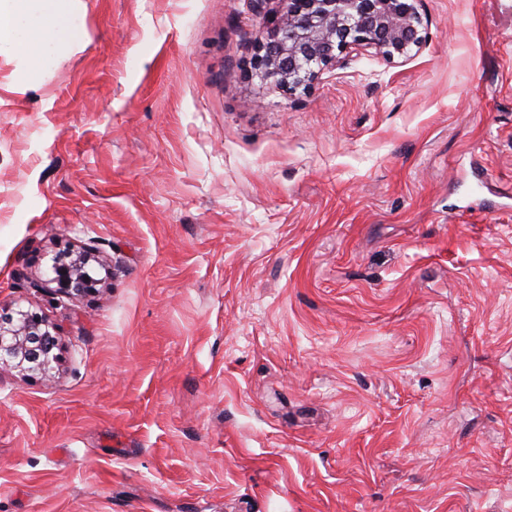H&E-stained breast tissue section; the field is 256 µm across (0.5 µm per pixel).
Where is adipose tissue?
I'll return each instance as SVG.
<instances>
[{"instance_id":"adipose-tissue-1","label":"adipose tissue","mask_w":512,"mask_h":512,"mask_svg":"<svg viewBox=\"0 0 512 512\" xmlns=\"http://www.w3.org/2000/svg\"><path fill=\"white\" fill-rule=\"evenodd\" d=\"M74 0H0V54L26 56L33 70L45 67L62 45L83 32Z\"/></svg>"}]
</instances>
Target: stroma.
Segmentation results:
<instances>
[{
  "mask_svg": "<svg viewBox=\"0 0 512 512\" xmlns=\"http://www.w3.org/2000/svg\"><path fill=\"white\" fill-rule=\"evenodd\" d=\"M417 8L293 95L275 0H76L0 56V309L61 343L0 373V512H512V0ZM75 0H1L0 54H22L37 72L83 32ZM87 262L85 255H77L69 262H62L60 258L54 257L51 265L54 276L47 280L46 285L56 284L54 292L69 298L92 290L93 281L83 271Z\"/></svg>",
  "mask_w": 512,
  "mask_h": 512,
  "instance_id": "1",
  "label": "stroma"
}]
</instances>
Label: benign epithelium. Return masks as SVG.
<instances>
[{"label":"benign epithelium","instance_id":"obj_1","mask_svg":"<svg viewBox=\"0 0 512 512\" xmlns=\"http://www.w3.org/2000/svg\"><path fill=\"white\" fill-rule=\"evenodd\" d=\"M276 20L263 33L253 58L260 83L293 94L307 90L320 71L354 49L383 59L407 57L425 42L416 0H277ZM88 259L55 257L47 284L69 298L92 290ZM60 360L58 328L35 311L0 312V372L46 377Z\"/></svg>","mask_w":512,"mask_h":512}]
</instances>
